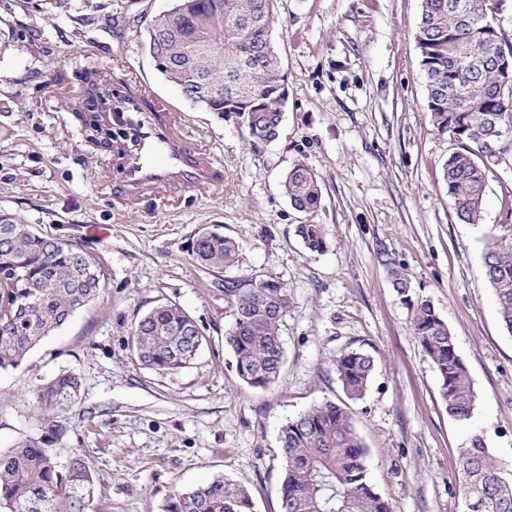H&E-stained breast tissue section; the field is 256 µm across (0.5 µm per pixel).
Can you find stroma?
<instances>
[{
  "label": "stroma",
  "instance_id": "stroma-1",
  "mask_svg": "<svg viewBox=\"0 0 512 512\" xmlns=\"http://www.w3.org/2000/svg\"><path fill=\"white\" fill-rule=\"evenodd\" d=\"M172 0H0V211L36 233L96 255V299L0 372V450L39 433L33 392L64 371L81 378L60 461L84 455L95 476L91 512H161L173 487L223 476L244 485L254 512H279L281 426L344 393L331 364L360 349L375 360L363 399L349 403L367 467L392 512H464L459 459L481 434L512 470V334L482 276L486 236L501 233L512 164L488 176L482 223L457 220L441 165L453 148L430 124L415 32L421 0H276L273 40L288 74L278 139L252 144L241 118L188 101L156 69L146 32L124 18ZM140 89L177 114L185 134L224 168L221 186L112 194V150L83 126L87 90ZM318 176L321 205L295 210L281 182L294 165ZM299 224L324 225L309 252ZM220 226L239 245L229 273L202 269L189 246ZM431 300L451 330L478 400L470 421L449 417L435 371L394 291ZM273 278L288 292L284 365L252 388L224 335L233 316L224 278ZM178 304L207 338L186 368L136 362L132 325Z\"/></svg>",
  "mask_w": 512,
  "mask_h": 512
}]
</instances>
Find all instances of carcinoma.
Wrapping results in <instances>:
<instances>
[{
	"mask_svg": "<svg viewBox=\"0 0 512 512\" xmlns=\"http://www.w3.org/2000/svg\"><path fill=\"white\" fill-rule=\"evenodd\" d=\"M275 0H175L169 16L147 23L146 50L156 69L187 100L210 112L241 118L254 143L272 142L288 102L271 28ZM498 0H421L415 33L432 126L454 142L442 163V179L457 219H483L488 174L512 161V42L496 35ZM282 187L292 207L315 210L321 201L316 173L297 164ZM306 249L321 253L329 242L320 224L295 228ZM192 255L207 270H228L238 257L237 242L217 228L203 229ZM482 273L504 329L512 335V230L486 237ZM392 285L411 312L412 328L439 382L448 415L469 421L477 393L447 323L427 299H412L403 271L389 268ZM105 271L99 260L68 240L44 237L0 212V371L21 365L46 336L70 321L98 294ZM224 279V301L233 325L224 336L238 378L264 388L284 364L283 317L287 289L279 281ZM135 359L168 373L187 367L207 342L193 317L174 303L145 314L131 331ZM348 399L366 394L374 358L349 350L333 360ZM81 379L68 371L34 392L41 433L0 451V508L5 512H88L93 471L76 454L59 462L57 445L66 426L56 412L78 401ZM283 451L279 512H390L368 478L367 448L348 406L325 401L288 420L280 429ZM458 484L472 512H512V473L474 434L461 455ZM247 489L222 476L173 489L163 512H253Z\"/></svg>",
	"mask_w": 512,
	"mask_h": 512,
	"instance_id": "1",
	"label": "carcinoma"
}]
</instances>
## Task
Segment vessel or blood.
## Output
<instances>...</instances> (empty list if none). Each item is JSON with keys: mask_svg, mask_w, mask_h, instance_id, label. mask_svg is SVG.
I'll use <instances>...</instances> for the list:
<instances>
[{"mask_svg": "<svg viewBox=\"0 0 512 512\" xmlns=\"http://www.w3.org/2000/svg\"><path fill=\"white\" fill-rule=\"evenodd\" d=\"M102 117L131 125L138 143L114 189L121 200L177 186L207 189L222 181L223 170L211 153L193 145L179 124L151 106L143 94L128 93L119 110L105 108Z\"/></svg>", "mask_w": 512, "mask_h": 512, "instance_id": "b4317fda", "label": "vessel or blood"}]
</instances>
